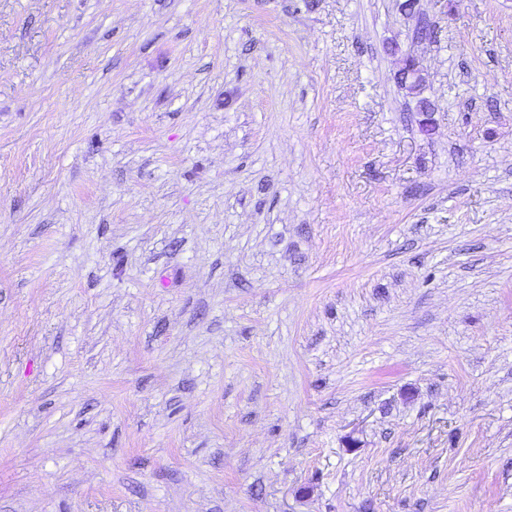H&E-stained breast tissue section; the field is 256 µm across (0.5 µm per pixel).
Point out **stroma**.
I'll return each instance as SVG.
<instances>
[{
    "label": "stroma",
    "mask_w": 512,
    "mask_h": 512,
    "mask_svg": "<svg viewBox=\"0 0 512 512\" xmlns=\"http://www.w3.org/2000/svg\"><path fill=\"white\" fill-rule=\"evenodd\" d=\"M403 2L0 0V512H512V0ZM400 64L398 77L401 84L410 94H418L426 80L424 74L418 68L414 57L410 54H404L400 59Z\"/></svg>",
    "instance_id": "obj_1"
}]
</instances>
